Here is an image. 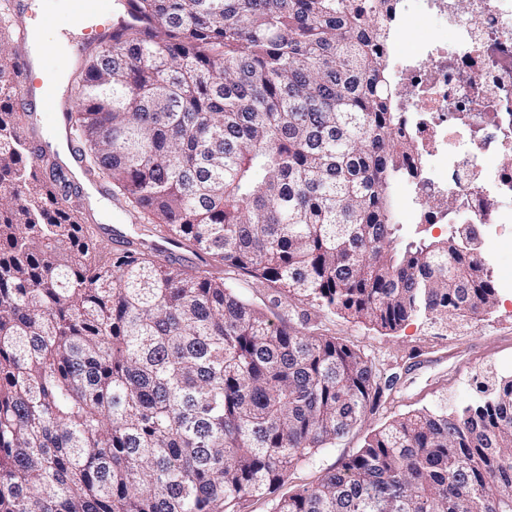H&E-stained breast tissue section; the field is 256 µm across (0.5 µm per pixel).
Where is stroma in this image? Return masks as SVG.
<instances>
[{
  "label": "stroma",
  "mask_w": 512,
  "mask_h": 512,
  "mask_svg": "<svg viewBox=\"0 0 512 512\" xmlns=\"http://www.w3.org/2000/svg\"><path fill=\"white\" fill-rule=\"evenodd\" d=\"M86 221L120 226L135 241L150 240L156 234L153 225L110 199L105 200L103 211L87 212ZM224 279L274 323L335 336L364 352L384 386L378 407L367 413L362 424L337 440L334 447L321 450L311 462L299 466L284 484V491L316 483L392 417L440 403L452 409L465 407L482 397L494 377L512 375L511 290L499 289L495 307L478 318L442 325L410 322L384 336L313 302L278 296L269 283L242 277L233 270H225Z\"/></svg>",
  "instance_id": "obj_1"
}]
</instances>
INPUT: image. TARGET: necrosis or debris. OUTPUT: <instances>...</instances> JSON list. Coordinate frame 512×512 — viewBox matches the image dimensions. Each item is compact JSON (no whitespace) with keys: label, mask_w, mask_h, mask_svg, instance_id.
Instances as JSON below:
<instances>
[{"label":"necrosis or debris","mask_w":512,"mask_h":512,"mask_svg":"<svg viewBox=\"0 0 512 512\" xmlns=\"http://www.w3.org/2000/svg\"><path fill=\"white\" fill-rule=\"evenodd\" d=\"M393 18L406 32L421 23L453 31L408 53L393 38L387 52L417 149L419 223L474 224L484 235L512 224V0H393ZM491 156L505 165L489 167Z\"/></svg>","instance_id":"1"}]
</instances>
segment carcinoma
<instances>
[{"mask_svg":"<svg viewBox=\"0 0 512 512\" xmlns=\"http://www.w3.org/2000/svg\"><path fill=\"white\" fill-rule=\"evenodd\" d=\"M124 2L137 25L71 78L83 173L211 269L90 259L0 67V512H242L376 408L364 353L274 324L224 266L387 334L497 302L462 237L394 221L412 144L377 0ZM18 33L0 0V61ZM271 512H512V376L399 415Z\"/></svg>","mask_w":512,"mask_h":512,"instance_id":"1","label":"carcinoma"}]
</instances>
